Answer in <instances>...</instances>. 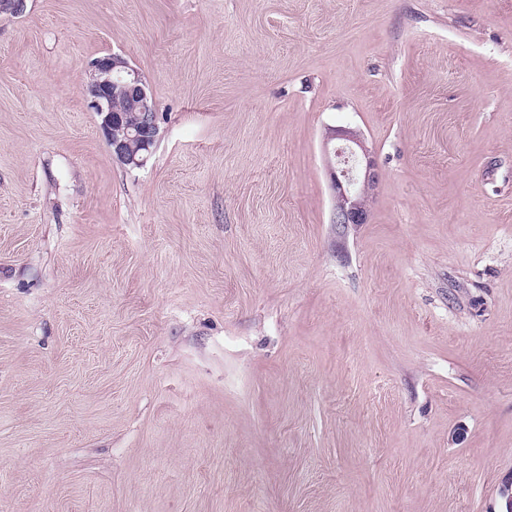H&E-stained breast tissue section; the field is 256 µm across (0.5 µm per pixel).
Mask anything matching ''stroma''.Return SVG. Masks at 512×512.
Returning <instances> with one entry per match:
<instances>
[{
	"mask_svg": "<svg viewBox=\"0 0 512 512\" xmlns=\"http://www.w3.org/2000/svg\"><path fill=\"white\" fill-rule=\"evenodd\" d=\"M109 53L140 168L88 106ZM511 479L512 0L0 14V512H504ZM87 93L89 106L100 117L103 134L112 149V157L120 163L143 167L158 135L155 102L140 73L119 54H107L88 65ZM133 112H129L127 99ZM117 94V95H115ZM121 109L117 111L112 106ZM124 117L127 125L124 124ZM140 114L137 121V113ZM136 123V124H135ZM136 143V151L132 144ZM143 153L137 158V153ZM332 140L339 142L334 147L336 166L331 170L336 198L333 223H366L365 198L374 190L378 180L375 162L371 159L359 131L351 128L332 129L327 135V141Z\"/></svg>",
	"mask_w": 512,
	"mask_h": 512,
	"instance_id": "1",
	"label": "stroma"
}]
</instances>
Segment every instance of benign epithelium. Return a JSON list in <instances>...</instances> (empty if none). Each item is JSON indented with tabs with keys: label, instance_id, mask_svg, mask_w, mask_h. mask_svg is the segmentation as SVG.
I'll return each instance as SVG.
<instances>
[{
	"label": "benign epithelium",
	"instance_id": "1",
	"mask_svg": "<svg viewBox=\"0 0 512 512\" xmlns=\"http://www.w3.org/2000/svg\"><path fill=\"white\" fill-rule=\"evenodd\" d=\"M89 106L100 117L103 134L112 157L136 168L145 165L158 135L155 102L140 73L119 54H107L88 65ZM122 93L140 114L134 125L124 123L122 113L112 106V97ZM327 140L334 147L336 166L331 170L336 204L334 223L364 224L365 198L374 190L378 173L361 133L351 128L329 131Z\"/></svg>",
	"mask_w": 512,
	"mask_h": 512
}]
</instances>
